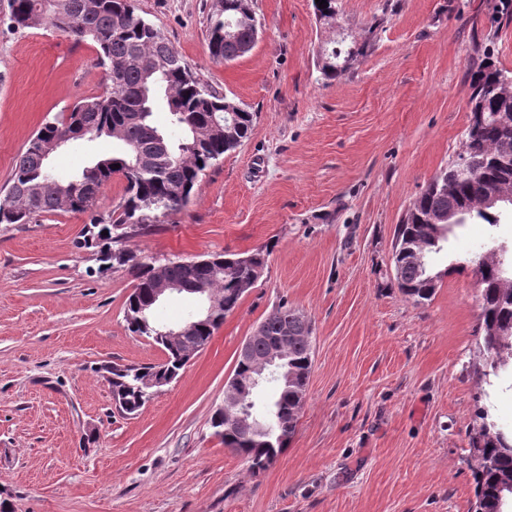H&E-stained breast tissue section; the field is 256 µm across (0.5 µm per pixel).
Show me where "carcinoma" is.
Returning a JSON list of instances; mask_svg holds the SVG:
<instances>
[{
	"label": "carcinoma",
	"instance_id": "cac0c4a2",
	"mask_svg": "<svg viewBox=\"0 0 512 512\" xmlns=\"http://www.w3.org/2000/svg\"><path fill=\"white\" fill-rule=\"evenodd\" d=\"M92 1L95 9L85 8ZM328 7L313 2L320 21L336 24V0ZM255 14L253 0H216L208 23V51L216 63L241 58L240 46L255 43L259 30L241 18ZM9 18L17 28L46 25L79 41L90 40L100 49L101 63L108 71L122 70L121 81L112 92L83 98L67 116L45 123L20 154L12 177L0 196V224H25L32 217L61 209L89 214L84 246L96 249L103 267H128L136 284L128 297L124 318L128 329L153 339L166 359L148 366L112 367V396L121 401L122 410L134 413L148 400L151 389L147 378H172L185 366L179 355L156 339L149 264L125 248L132 238L156 231L158 225L185 207L205 170L224 154L234 151L252 135L255 113L234 105L227 96L201 83L182 55L156 27L135 13L132 0H9ZM233 36L224 38L225 29ZM345 37L329 42L320 50L318 69L321 80L329 83L350 65L364 46L343 48ZM512 72L499 66L490 50H485L470 74L469 123L457 158L439 169L426 189L410 203L395 230V242L420 246L424 253L438 247L426 236V221L448 216L458 225L481 223L495 226L500 212L512 201L479 210L471 203L481 194L499 189L512 196V123L500 121L498 114L512 115ZM162 102L170 129L163 130L152 120L154 107ZM232 117L233 136L224 138L226 118ZM96 132L112 139L115 150L87 166V174L65 190L55 186L56 177L46 171L43 145L54 135H73V140H88ZM125 180L122 202L108 215L97 212L103 186L115 176ZM112 231L104 235L102 231ZM112 260H107V251ZM202 267H188L170 261L164 268L168 281L183 284L192 279L224 293V310L198 333L201 345L209 343L224 319L239 306L244 287L252 288L267 265V254L255 250L246 259L238 254H214L203 258ZM395 281L399 292L415 302L430 300L442 273L428 272L406 258L393 256ZM481 287L479 333L485 360L484 375L497 376L512 369V271L491 250L475 262ZM265 335L293 334L288 354L268 371L265 382L273 393L256 402L259 387H248L253 412V428L237 430L225 420L211 421L214 433L224 447L250 464L252 471L270 466L282 454V439L295 434L301 407L296 390L305 388L312 367L311 325L298 309L280 304L264 322ZM481 425L472 437V454L477 461L473 471L476 509L512 512V500L500 499L512 484V433L507 434L488 421L480 411Z\"/></svg>",
	"mask_w": 512,
	"mask_h": 512
}]
</instances>
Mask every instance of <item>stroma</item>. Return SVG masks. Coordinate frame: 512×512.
Wrapping results in <instances>:
<instances>
[{"label": "stroma", "instance_id": "35a3bbf8", "mask_svg": "<svg viewBox=\"0 0 512 512\" xmlns=\"http://www.w3.org/2000/svg\"><path fill=\"white\" fill-rule=\"evenodd\" d=\"M195 76L255 112L249 140L209 167L189 204L128 243L142 261L268 251L267 266L208 345L136 414L117 409L107 366L160 363L130 332L128 269L98 273L87 215L0 224V502L9 512H474L480 410L512 429V376L484 375L480 286L469 263L512 246V220L454 227L428 264L431 301L394 280V233L455 159L470 68L484 49L512 71L499 0H254L252 51L214 62V0H133ZM347 33L366 46L322 83L317 54ZM99 49L13 29L0 0V189L31 136L110 91ZM110 138L52 159L70 176ZM464 270L449 272L453 263ZM312 322L307 401L279 459L252 472L210 420L240 346L279 303Z\"/></svg>", "mask_w": 512, "mask_h": 512}]
</instances>
